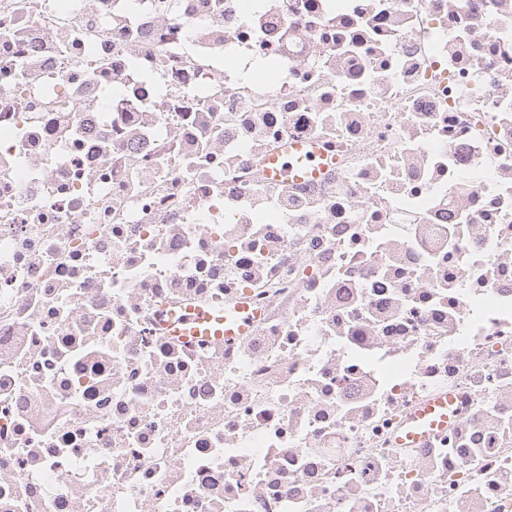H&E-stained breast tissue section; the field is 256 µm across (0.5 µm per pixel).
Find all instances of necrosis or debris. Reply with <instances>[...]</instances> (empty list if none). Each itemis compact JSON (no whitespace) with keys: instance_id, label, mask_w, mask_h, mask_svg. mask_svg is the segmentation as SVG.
<instances>
[{"instance_id":"necrosis-or-debris-1","label":"necrosis or debris","mask_w":512,"mask_h":512,"mask_svg":"<svg viewBox=\"0 0 512 512\" xmlns=\"http://www.w3.org/2000/svg\"><path fill=\"white\" fill-rule=\"evenodd\" d=\"M0 512H512V0H0ZM239 318L231 323H224V316H216L204 309H191L177 323L167 326L169 336H216L224 342L245 332L258 319L259 313L251 310L247 301L238 305ZM419 420L424 421L430 427H442L448 424V398L442 397L427 403L417 415Z\"/></svg>"}]
</instances>
